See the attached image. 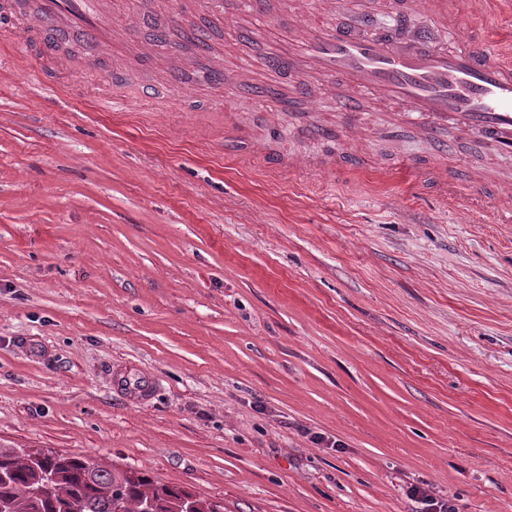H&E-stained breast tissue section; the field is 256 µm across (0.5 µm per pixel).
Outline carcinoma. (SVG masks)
Here are the masks:
<instances>
[{
    "mask_svg": "<svg viewBox=\"0 0 512 512\" xmlns=\"http://www.w3.org/2000/svg\"><path fill=\"white\" fill-rule=\"evenodd\" d=\"M0 512H224L214 500L158 484L143 470L89 456L0 448ZM51 482L47 495L39 494Z\"/></svg>",
    "mask_w": 512,
    "mask_h": 512,
    "instance_id": "obj_1",
    "label": "carcinoma"
}]
</instances>
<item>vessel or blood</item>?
Masks as SVG:
<instances>
[{"label": "vessel or blood", "instance_id": "b4317fda", "mask_svg": "<svg viewBox=\"0 0 512 512\" xmlns=\"http://www.w3.org/2000/svg\"><path fill=\"white\" fill-rule=\"evenodd\" d=\"M497 3L512 10V0H374L375 12L395 17L392 26L376 27L359 22L293 28L287 47L264 35H251L228 87L236 95L252 78L251 64L259 60L282 80L307 73L327 78L336 85V110L355 112L359 96L387 97L406 107V116L425 139L438 147L440 159L448 157V134L461 128L474 133L497 153L512 154V45L503 46L488 36L482 20L486 6ZM238 8L225 11V27L236 29L242 18L267 20V0H238ZM106 0H20V20L33 34L49 37L56 29L92 32L90 56L111 57L113 43L127 40L126 31L101 32ZM423 16L428 24L416 31L410 18ZM454 48H447V41ZM253 154L271 168H300L295 155L274 156L265 140L250 144ZM428 167L400 156L381 171L388 183L420 184Z\"/></svg>", "mask_w": 512, "mask_h": 512}]
</instances>
